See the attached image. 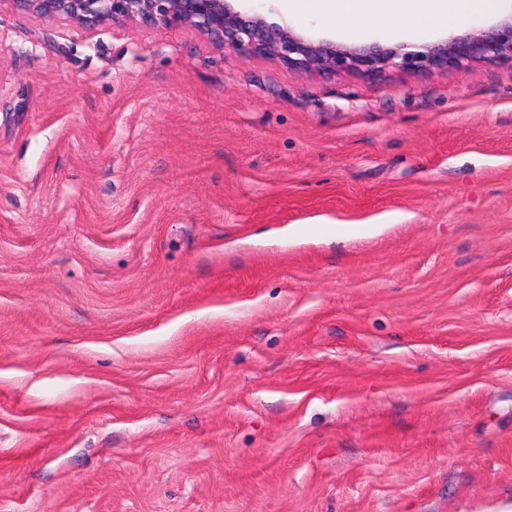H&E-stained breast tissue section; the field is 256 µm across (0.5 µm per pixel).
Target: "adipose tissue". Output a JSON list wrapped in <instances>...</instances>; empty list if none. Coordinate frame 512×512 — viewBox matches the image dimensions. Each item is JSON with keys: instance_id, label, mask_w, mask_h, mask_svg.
<instances>
[{"instance_id": "adipose-tissue-1", "label": "adipose tissue", "mask_w": 512, "mask_h": 512, "mask_svg": "<svg viewBox=\"0 0 512 512\" xmlns=\"http://www.w3.org/2000/svg\"><path fill=\"white\" fill-rule=\"evenodd\" d=\"M304 6L334 28L359 20L371 31L399 36L410 32L421 17L452 29L466 17L499 14L512 6V0H282L288 13Z\"/></svg>"}]
</instances>
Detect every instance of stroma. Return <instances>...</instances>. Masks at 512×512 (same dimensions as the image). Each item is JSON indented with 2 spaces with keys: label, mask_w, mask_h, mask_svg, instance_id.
Returning <instances> with one entry per match:
<instances>
[{
  "label": "stroma",
  "mask_w": 512,
  "mask_h": 512,
  "mask_svg": "<svg viewBox=\"0 0 512 512\" xmlns=\"http://www.w3.org/2000/svg\"><path fill=\"white\" fill-rule=\"evenodd\" d=\"M0 512H512V66L1 8Z\"/></svg>",
  "instance_id": "35a3bbf8"
}]
</instances>
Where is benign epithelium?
<instances>
[{"label":"benign epithelium","mask_w":512,"mask_h":512,"mask_svg":"<svg viewBox=\"0 0 512 512\" xmlns=\"http://www.w3.org/2000/svg\"><path fill=\"white\" fill-rule=\"evenodd\" d=\"M20 12L65 17L87 26L130 20L154 28L192 27L229 51L271 58L305 73L379 81L393 73L466 71L478 62L512 64V17L490 31L454 36L422 51L379 45L348 47L302 36L288 24L234 9L229 0H0Z\"/></svg>","instance_id":"benign-epithelium-1"}]
</instances>
